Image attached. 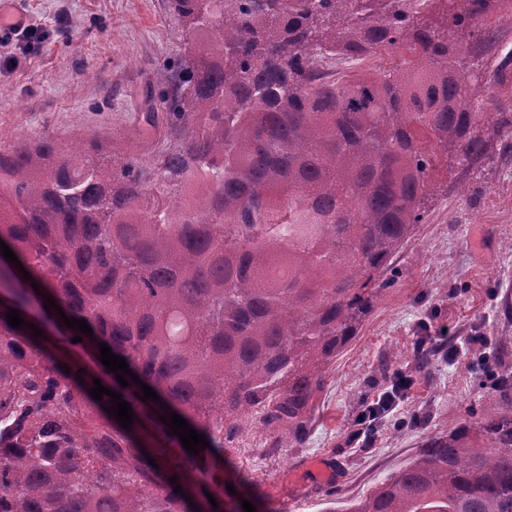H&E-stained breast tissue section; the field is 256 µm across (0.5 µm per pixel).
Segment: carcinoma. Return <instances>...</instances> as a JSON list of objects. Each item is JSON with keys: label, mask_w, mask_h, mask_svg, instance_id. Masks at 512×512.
<instances>
[{"label": "carcinoma", "mask_w": 512, "mask_h": 512, "mask_svg": "<svg viewBox=\"0 0 512 512\" xmlns=\"http://www.w3.org/2000/svg\"><path fill=\"white\" fill-rule=\"evenodd\" d=\"M498 0H167L186 54L162 98L180 143L154 172L97 137L0 147V241L41 299L32 312L0 264V512H225L191 468L213 463L259 421L269 447L303 441L328 366L398 275L441 161L488 154L487 111L462 44ZM402 51L406 66L336 76L324 64ZM512 52L485 66L504 79ZM42 330L10 326L5 313ZM101 356L104 343L160 397L51 352L46 322ZM98 379L133 409L131 430L90 396ZM512 382L496 411L431 434L361 499L323 512H512ZM175 412L209 446L190 454ZM154 463H149V459ZM177 477L182 491L169 478Z\"/></svg>", "instance_id": "carcinoma-1"}]
</instances>
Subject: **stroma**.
<instances>
[{"label": "stroma", "mask_w": 512, "mask_h": 512, "mask_svg": "<svg viewBox=\"0 0 512 512\" xmlns=\"http://www.w3.org/2000/svg\"><path fill=\"white\" fill-rule=\"evenodd\" d=\"M13 9L35 31L0 59V146L44 135L76 146L96 136L151 167L168 142L145 119L154 112L167 123L161 99L185 53L166 0H14ZM488 144L475 166L435 176L425 221L395 259L396 282L326 370L304 443L268 453L254 423L232 449L266 506L320 512L322 498L358 499L414 458L425 436L493 409L476 360L491 353L512 373V348L498 344L512 336V150L493 135ZM442 344L462 358L438 354L418 372L417 348ZM402 374L413 381L407 398L365 431L362 406Z\"/></svg>", "instance_id": "stroma-1"}]
</instances>
